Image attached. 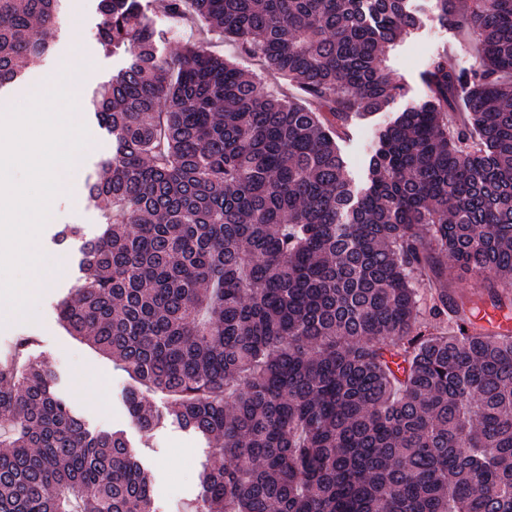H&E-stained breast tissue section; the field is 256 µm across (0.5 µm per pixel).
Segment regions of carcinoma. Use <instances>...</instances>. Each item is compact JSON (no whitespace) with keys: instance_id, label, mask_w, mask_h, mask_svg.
Listing matches in <instances>:
<instances>
[{"instance_id":"1","label":"carcinoma","mask_w":512,"mask_h":512,"mask_svg":"<svg viewBox=\"0 0 512 512\" xmlns=\"http://www.w3.org/2000/svg\"><path fill=\"white\" fill-rule=\"evenodd\" d=\"M153 2L293 91L195 43L163 59L147 5L100 0L103 46L127 58L90 101L113 150L88 198L112 223L61 322L138 383L143 433L161 417L142 386L215 441L195 512H512V334L476 331L482 305L512 316V0H435L480 66L423 73L362 193L336 139L403 94L383 48L422 25L409 0ZM62 8L0 0V89L51 51ZM425 237L482 277L478 299ZM30 346L0 360V512H154L128 440L90 432Z\"/></svg>"}]
</instances>
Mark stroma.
<instances>
[{
    "instance_id": "stroma-1",
    "label": "stroma",
    "mask_w": 512,
    "mask_h": 512,
    "mask_svg": "<svg viewBox=\"0 0 512 512\" xmlns=\"http://www.w3.org/2000/svg\"><path fill=\"white\" fill-rule=\"evenodd\" d=\"M410 5L424 16V25L414 36L386 51V65L404 83V95L383 111L353 119L337 141L347 172L360 189L367 184L369 155L378 130L398 112L425 98L422 73L440 59L447 60L449 68L463 72L475 70L479 65L477 48L468 35L433 20V0H410ZM148 15L161 35L158 47L163 56L173 57L186 41L199 40L212 52L234 58L245 72L255 74L266 91L282 92L283 83L259 69L236 43L185 25L174 26L155 9L149 10ZM99 23L98 0H65L56 21L52 52L31 65L24 74L26 82L33 85L55 72L60 63L73 54H82L90 61L92 74L81 84L79 98L91 144L74 170L66 173L63 191L53 199L50 218L39 236L41 251L51 259L63 256L65 267L49 287L40 290L37 322L24 328L15 322L0 328V352L7 350L18 336L33 337L31 357L50 366L55 375V392L72 402L91 430L123 432L135 448L138 462L152 475L156 512H189L199 495L200 474L211 461L208 441L181 429L168 418L167 399L149 390L144 396L153 410L163 414L164 420L150 434H143L126 404V394L133 388V380L111 357L72 336L58 317L60 301L70 297L83 277L80 243L61 241V230L65 225L77 224L91 237L99 234L106 223L102 210L87 200L85 185L100 173L103 162L111 157L112 138L96 121L89 102L123 67L125 58L105 50Z\"/></svg>"
}]
</instances>
